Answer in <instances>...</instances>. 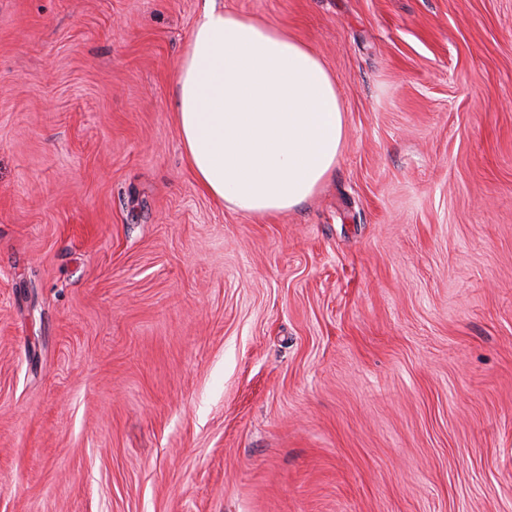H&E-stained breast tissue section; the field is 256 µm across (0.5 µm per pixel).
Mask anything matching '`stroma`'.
<instances>
[{"mask_svg":"<svg viewBox=\"0 0 512 512\" xmlns=\"http://www.w3.org/2000/svg\"><path fill=\"white\" fill-rule=\"evenodd\" d=\"M347 117L271 219L170 104L209 0H0V512H512V0H223Z\"/></svg>","mask_w":512,"mask_h":512,"instance_id":"35a3bbf8","label":"stroma"}]
</instances>
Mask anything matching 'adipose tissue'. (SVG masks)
Returning <instances> with one entry per match:
<instances>
[{
  "label": "adipose tissue",
  "instance_id": "adipose-tissue-1",
  "mask_svg": "<svg viewBox=\"0 0 512 512\" xmlns=\"http://www.w3.org/2000/svg\"><path fill=\"white\" fill-rule=\"evenodd\" d=\"M170 110L201 189L245 215L300 206L344 148L346 114L321 58L276 25L213 4L178 62Z\"/></svg>",
  "mask_w": 512,
  "mask_h": 512
}]
</instances>
